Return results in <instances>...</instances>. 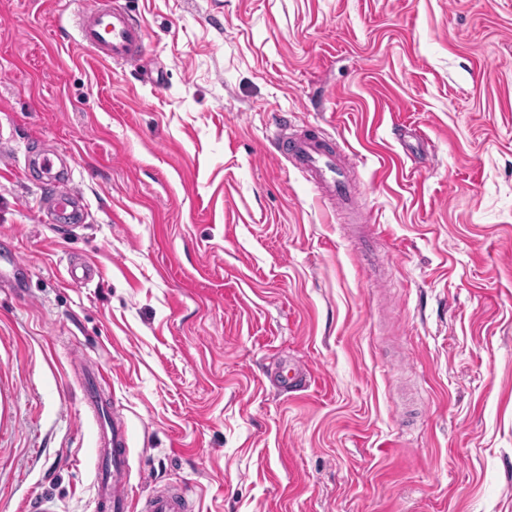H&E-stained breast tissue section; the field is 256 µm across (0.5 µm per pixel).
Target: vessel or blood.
Here are the masks:
<instances>
[{"instance_id": "b4317fda", "label": "vessel or blood", "mask_w": 512, "mask_h": 512, "mask_svg": "<svg viewBox=\"0 0 512 512\" xmlns=\"http://www.w3.org/2000/svg\"><path fill=\"white\" fill-rule=\"evenodd\" d=\"M77 43L89 49L95 59L133 66L152 74L153 60L144 50L145 30L129 11L110 6L109 0H92L76 19ZM272 142L277 157L302 172L315 191L339 210L355 206L358 185L351 179L331 136L290 133L287 122L277 124ZM49 177L40 199L51 210L56 222L77 224L87 215L81 208L82 195L68 188L53 174L54 163L42 159ZM101 425L96 436L95 494L92 512H194L189 493L182 488H164L140 498L130 491V440L125 426L115 422L112 408L96 407Z\"/></svg>"}]
</instances>
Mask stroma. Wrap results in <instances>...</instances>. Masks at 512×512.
<instances>
[{"instance_id": "1", "label": "stroma", "mask_w": 512, "mask_h": 512, "mask_svg": "<svg viewBox=\"0 0 512 512\" xmlns=\"http://www.w3.org/2000/svg\"><path fill=\"white\" fill-rule=\"evenodd\" d=\"M82 2L0 0V512H88L106 364L137 495L512 512V0H133L156 85L59 34ZM282 119L355 211L271 154ZM64 148L82 224L38 204ZM271 137L275 155L302 172L315 191L337 210L352 209L359 186L351 179L331 136L288 133V121H281Z\"/></svg>"}]
</instances>
